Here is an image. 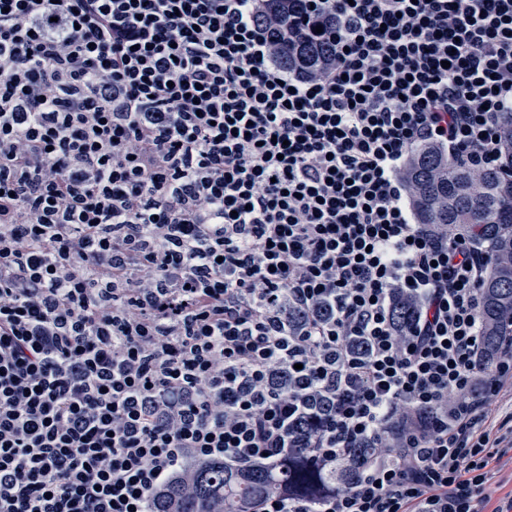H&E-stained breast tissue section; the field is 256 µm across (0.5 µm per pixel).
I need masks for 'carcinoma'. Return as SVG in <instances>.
<instances>
[{
  "mask_svg": "<svg viewBox=\"0 0 512 512\" xmlns=\"http://www.w3.org/2000/svg\"><path fill=\"white\" fill-rule=\"evenodd\" d=\"M264 2L270 41L288 70L310 78L330 65L334 19L305 12L297 0ZM404 178L417 223L459 233L492 253L481 320L484 335L496 345L512 332V175L493 170L476 176L447 148L423 145L413 152ZM191 470L196 475L182 492L179 512H242L264 494L284 489L318 500L336 481L304 456L247 474L216 463Z\"/></svg>",
  "mask_w": 512,
  "mask_h": 512,
  "instance_id": "1",
  "label": "carcinoma"
}]
</instances>
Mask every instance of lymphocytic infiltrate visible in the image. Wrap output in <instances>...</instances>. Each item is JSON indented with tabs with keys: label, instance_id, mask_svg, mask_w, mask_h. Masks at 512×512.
<instances>
[{
	"label": "lymphocytic infiltrate",
	"instance_id": "lymphocytic-infiltrate-1",
	"mask_svg": "<svg viewBox=\"0 0 512 512\" xmlns=\"http://www.w3.org/2000/svg\"><path fill=\"white\" fill-rule=\"evenodd\" d=\"M262 2L0 0V512H174L189 460L294 454L358 473L255 512H512L492 256L402 176L504 167L512 0H303L308 79ZM264 2L270 41L288 70L310 78L330 65L334 19L323 13L309 14L296 0ZM316 26L322 27L321 33H316Z\"/></svg>",
	"mask_w": 512,
	"mask_h": 512
}]
</instances>
